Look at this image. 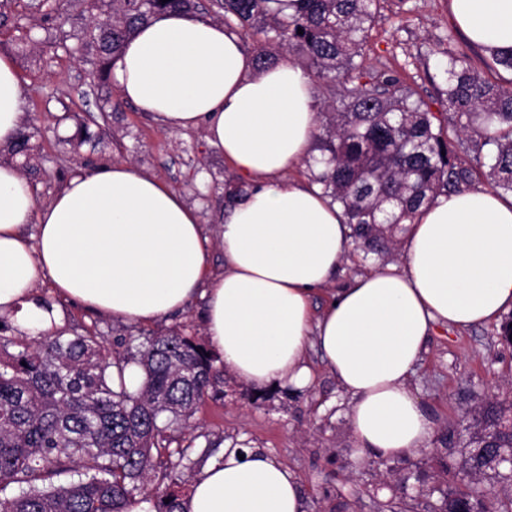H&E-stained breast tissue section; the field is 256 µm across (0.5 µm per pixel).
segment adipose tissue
Returning <instances> with one entry per match:
<instances>
[{
  "instance_id": "adipose-tissue-1",
  "label": "adipose tissue",
  "mask_w": 512,
  "mask_h": 512,
  "mask_svg": "<svg viewBox=\"0 0 512 512\" xmlns=\"http://www.w3.org/2000/svg\"><path fill=\"white\" fill-rule=\"evenodd\" d=\"M473 43L512 52V0H450ZM123 100L164 129H200L245 190L216 229L158 178L125 162L73 174L44 205L21 170L0 163V314L38 335L58 322L36 304L48 281L104 316L158 321L203 303L210 349L257 389H306L310 349L349 395L356 460L430 448L438 424L411 379L436 325L464 329L512 310V195L478 188L422 207L400 235L398 260L335 289L353 246L340 206L291 179L317 132L307 72L279 54L265 67L222 23L155 15L111 67ZM23 87L0 54V146L25 121ZM224 269L209 267L214 247ZM301 482L266 453L225 451L194 478L185 512H306Z\"/></svg>"
}]
</instances>
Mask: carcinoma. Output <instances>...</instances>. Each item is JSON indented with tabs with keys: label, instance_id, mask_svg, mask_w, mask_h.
<instances>
[{
	"label": "carcinoma",
	"instance_id": "obj_1",
	"mask_svg": "<svg viewBox=\"0 0 512 512\" xmlns=\"http://www.w3.org/2000/svg\"><path fill=\"white\" fill-rule=\"evenodd\" d=\"M281 0H95L84 44L97 51L92 77L101 87L124 45L150 19L179 11L210 18L234 31L264 35L263 65L279 52L298 54L322 99L315 182L340 204L351 236L368 253L392 256L398 234L418 210L448 193L486 185L512 194V54L490 53V79L448 36L444 74L446 111H430L389 68L365 69L369 31L387 0H297L292 14L271 7ZM45 0L29 4L40 21L63 23ZM303 33H298V30ZM208 348L177 331L145 338L121 353L97 331L55 328L30 339L0 320V512H130L144 491L156 512H182L189 491L184 471L201 442L211 455L221 439L194 421L209 393L224 383V366ZM142 373L131 389L125 371ZM512 404L488 401L480 431L466 434L457 464L439 457L433 481H455L489 456L475 448L505 431ZM75 471L79 479L57 485ZM18 488L7 496L4 491ZM446 512H512V492L488 498L455 491L439 498Z\"/></svg>",
	"mask_w": 512,
	"mask_h": 512
}]
</instances>
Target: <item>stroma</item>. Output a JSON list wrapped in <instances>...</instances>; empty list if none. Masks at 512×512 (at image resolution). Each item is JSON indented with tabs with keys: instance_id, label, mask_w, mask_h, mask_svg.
I'll return each instance as SVG.
<instances>
[{
	"instance_id": "35a3bbf8",
	"label": "stroma",
	"mask_w": 512,
	"mask_h": 512,
	"mask_svg": "<svg viewBox=\"0 0 512 512\" xmlns=\"http://www.w3.org/2000/svg\"><path fill=\"white\" fill-rule=\"evenodd\" d=\"M30 0H14L7 22H0V52L14 60L26 89L25 130L40 153L30 161L15 157L39 203H46L74 172L89 171L109 162H131L139 171L154 175L198 209L203 223H219L229 207L228 194L240 188L236 170L209 146L202 131H170L157 126L130 103L107 113L108 135L102 142L71 146L70 136L86 113H97L102 95L91 82L96 55L79 46L77 33L88 15L80 0H52L67 15L59 30L33 28L34 46L18 40V29L31 26ZM450 0H389L369 36L365 65L389 67L407 78L431 111L444 109L447 88L440 68L449 40L465 45L478 73H485V50L466 45L457 34L449 10ZM60 304V303H59ZM65 326L78 333L96 330L114 350L138 347L145 336L181 331L203 340L201 311L191 305L174 316L142 324L101 319L68 303L60 304ZM416 394L438 424L432 451L392 461L356 463L345 408L348 396L326 369H318L313 385L305 390L269 389L265 399L253 398L254 389L227 377L217 392L200 405L195 420L214 437L234 438L241 446L262 448L293 471L306 496V512H382L389 501L406 503L410 512H428V499L416 483L405 492L384 484L386 469L432 472L435 451L443 437L453 440L448 450L460 459L456 443L463 426L473 424L475 410L488 393L512 401V344L501 337L499 324L460 330L436 327L417 367Z\"/></svg>"
}]
</instances>
